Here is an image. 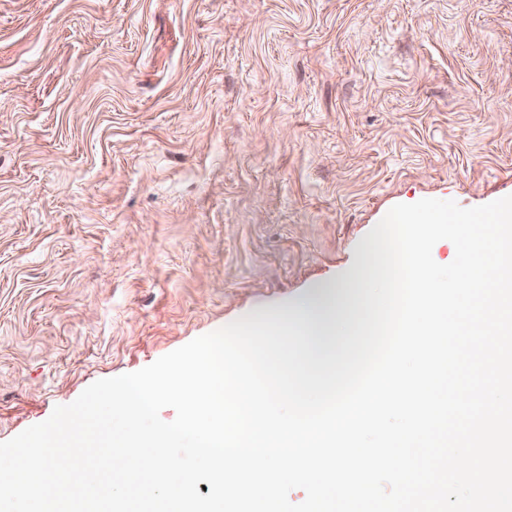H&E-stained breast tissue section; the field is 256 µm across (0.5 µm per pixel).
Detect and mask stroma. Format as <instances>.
Instances as JSON below:
<instances>
[{
    "label": "stroma",
    "instance_id": "stroma-1",
    "mask_svg": "<svg viewBox=\"0 0 512 512\" xmlns=\"http://www.w3.org/2000/svg\"><path fill=\"white\" fill-rule=\"evenodd\" d=\"M512 195V0H0V442Z\"/></svg>",
    "mask_w": 512,
    "mask_h": 512
}]
</instances>
